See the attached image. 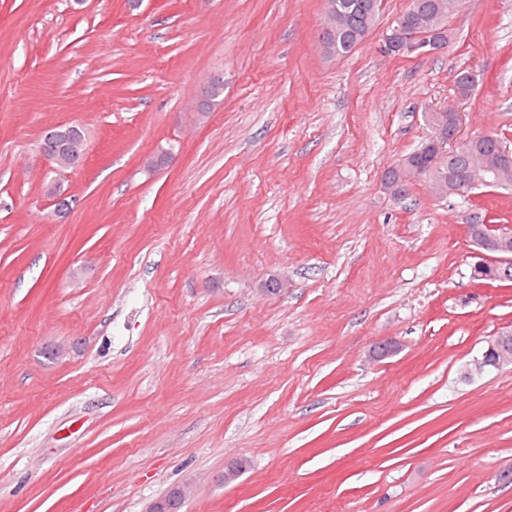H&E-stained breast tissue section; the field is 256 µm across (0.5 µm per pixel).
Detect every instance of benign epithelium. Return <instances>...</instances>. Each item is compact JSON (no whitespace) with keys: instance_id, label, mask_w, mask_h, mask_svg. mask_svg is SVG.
Returning <instances> with one entry per match:
<instances>
[{"instance_id":"benign-epithelium-1","label":"benign epithelium","mask_w":512,"mask_h":512,"mask_svg":"<svg viewBox=\"0 0 512 512\" xmlns=\"http://www.w3.org/2000/svg\"><path fill=\"white\" fill-rule=\"evenodd\" d=\"M448 47V37L444 30H432L424 35V40L415 43L400 38L399 35L386 37L381 44V51L386 55H424L439 53ZM426 120L436 131L434 138V153L427 160H419L407 166L402 164L394 166L397 178L385 180L383 189L393 197L404 195L411 184L423 177L430 180L433 192L439 197H446L451 193H460L464 187H472L488 180L490 177H499L512 161L500 158L492 166L486 168L483 175H475L469 171L464 173L442 172L440 165L443 157L454 155L471 147L477 136L467 139L459 137L462 122L461 113L454 107H444L438 112L426 113ZM40 152L48 161L62 170H75L82 166L85 150L78 146L71 147L68 143L58 140L50 133L46 141L41 144ZM481 241L477 256L479 261L476 267L492 270L490 279L498 282L512 281V225L487 224L481 231ZM512 360V330L499 332L487 342L481 356L476 360L474 369L484 372L495 369ZM173 497L166 495L155 500L147 512H174L182 510L185 501L190 496V489L186 486H176L172 489Z\"/></svg>"}]
</instances>
